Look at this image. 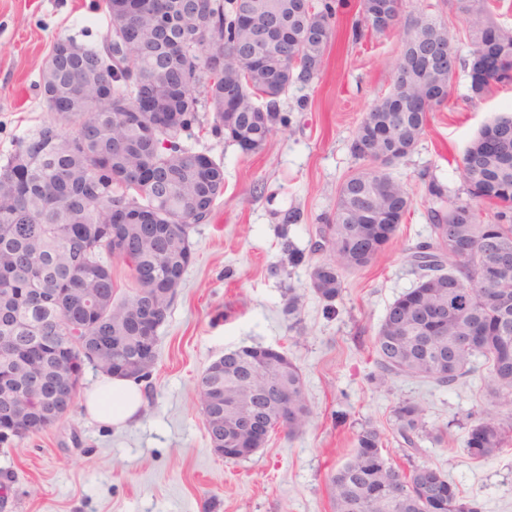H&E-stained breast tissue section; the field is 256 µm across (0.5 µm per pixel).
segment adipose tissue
Listing matches in <instances>:
<instances>
[{"instance_id": "obj_1", "label": "adipose tissue", "mask_w": 512, "mask_h": 512, "mask_svg": "<svg viewBox=\"0 0 512 512\" xmlns=\"http://www.w3.org/2000/svg\"><path fill=\"white\" fill-rule=\"evenodd\" d=\"M144 405L142 385L126 378L103 377L97 387L84 396L87 413L100 422L113 425L135 421Z\"/></svg>"}]
</instances>
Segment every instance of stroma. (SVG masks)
I'll list each match as a JSON object with an SVG mask.
<instances>
[{"mask_svg": "<svg viewBox=\"0 0 512 512\" xmlns=\"http://www.w3.org/2000/svg\"><path fill=\"white\" fill-rule=\"evenodd\" d=\"M96 2L0 0V161L51 118L37 84L56 39L101 45L107 24ZM359 9L360 0H349L336 16L320 76L295 82L281 97L282 122L261 150L243 152L204 119L192 145L223 163L224 191L211 220L190 235L191 263L143 381V415L117 427L91 420L78 400L57 425L0 444V512H332L328 478L367 422L381 431L396 465L439 467L482 512H512V445L483 459L463 446L470 414L493 410L512 424V409L486 396L483 373L453 387L369 379L371 339L387 308L418 281L408 250L431 233L419 172L459 187L457 165L471 139L495 116L512 113V84L473 94L472 48L450 0H400L403 23L423 14L437 19L457 62L447 104L389 169L413 198L394 239L369 267L344 274L331 317L309 288L321 255L293 265L280 249L283 225L298 248L314 240L360 165L350 150L358 124L393 85L402 27L352 42ZM292 290L300 297L294 321L284 312ZM251 345L278 350L300 367L314 420L297 436L271 434L264 448L231 464L212 449L197 384L224 352ZM403 400L422 403L428 428L447 431L442 443L422 440L410 459L393 429V409Z\"/></svg>", "mask_w": 512, "mask_h": 512, "instance_id": "1", "label": "stroma"}]
</instances>
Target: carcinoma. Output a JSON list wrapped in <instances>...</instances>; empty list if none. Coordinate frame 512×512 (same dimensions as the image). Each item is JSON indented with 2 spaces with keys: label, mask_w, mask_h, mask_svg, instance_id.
<instances>
[{
  "label": "carcinoma",
  "mask_w": 512,
  "mask_h": 512,
  "mask_svg": "<svg viewBox=\"0 0 512 512\" xmlns=\"http://www.w3.org/2000/svg\"><path fill=\"white\" fill-rule=\"evenodd\" d=\"M177 0H102L107 19L115 14L166 13ZM245 0H213L203 23L209 43L234 50L252 43L268 23L263 67L244 72L235 65L214 74L204 48L191 33L173 29L171 41L184 52L171 60L167 46L133 43L129 73L112 69L104 54L119 33L107 29L96 52L107 68L103 84H88L78 64L59 73L67 86L84 88L89 107L52 117L21 139L0 164V443L37 434L75 401L87 364L100 372L140 380L154 361H139L157 344L138 319L135 298L166 316L190 264V233L210 220L224 191V166L204 165L188 140L201 127V110L212 112L213 129L234 141L263 147L278 121L277 104L292 83L316 78L332 39L335 6L315 9L310 0H261L258 18L241 17ZM473 46L472 83L481 95L491 83L508 82L512 29L493 18L489 0H455ZM362 18L351 25L357 42L369 30L384 34L399 21L398 0H361ZM439 36L422 15L407 24L404 49L390 93L364 114L352 152L366 168L341 185L335 210L317 236L329 259L315 265L309 288L336 313L343 274L371 264L396 235L412 199L387 167L407 157L425 132L430 115L448 100L453 74L436 71L426 80L416 61ZM154 92L159 111L132 120L127 108L139 90ZM512 115L501 114L466 148L458 166L467 199L428 180L431 236L409 249L418 274L415 288L387 309L371 348V378L429 381L451 387L481 368L487 395L512 405ZM469 251L458 253L449 236ZM282 250L298 265L305 253L281 227ZM508 249L509 267L491 276L485 240ZM125 262L136 288L116 296L110 259ZM251 404L236 405L242 390ZM288 398L285 413L278 402ZM198 402L211 444L237 448L236 463L264 447L278 428L303 433L313 412L301 369L285 354L241 346L210 364L198 384ZM254 417L260 434L238 428ZM224 421V429L214 427ZM394 429L412 458L427 430L421 403L403 400L394 409ZM512 431L492 412L474 416L464 447L473 458L496 454ZM333 512H482L439 467L394 466L382 435L364 424L355 434L351 458L329 476Z\"/></svg>",
  "instance_id": "carcinoma-1"
}]
</instances>
